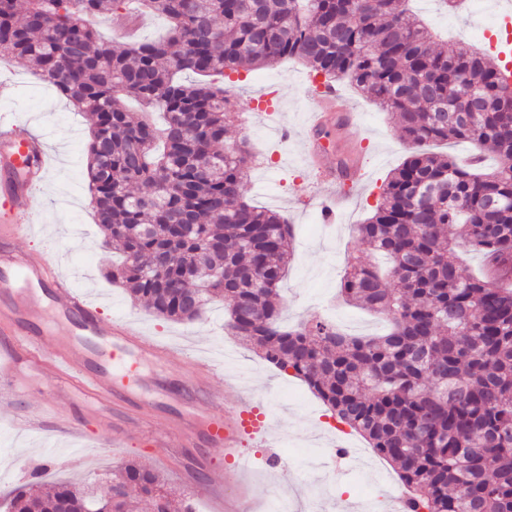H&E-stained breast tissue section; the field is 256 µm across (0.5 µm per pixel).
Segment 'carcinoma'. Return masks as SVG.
<instances>
[{"label":"carcinoma","instance_id":"carcinoma-1","mask_svg":"<svg viewBox=\"0 0 512 512\" xmlns=\"http://www.w3.org/2000/svg\"><path fill=\"white\" fill-rule=\"evenodd\" d=\"M125 0H0V52L93 123L87 177L109 277L156 317L225 327L292 371L340 423L397 468L408 512H512V87L472 47L445 48L405 0H137L168 22L157 40L105 41L87 18L142 13ZM297 60L346 79L391 113L409 154L357 225L368 252L340 284L388 333L326 321L286 327L278 292L293 230L252 205L246 144L224 145L229 90L208 80ZM458 86L454 100L447 89ZM478 94L484 111H468ZM489 147L467 166L431 142ZM486 259L472 276L448 253ZM157 472L130 462L91 512H193ZM84 487L18 489L9 512H85Z\"/></svg>","mask_w":512,"mask_h":512}]
</instances>
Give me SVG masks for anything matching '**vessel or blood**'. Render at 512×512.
I'll return each instance as SVG.
<instances>
[{
  "label": "vessel or blood",
  "mask_w": 512,
  "mask_h": 512,
  "mask_svg": "<svg viewBox=\"0 0 512 512\" xmlns=\"http://www.w3.org/2000/svg\"><path fill=\"white\" fill-rule=\"evenodd\" d=\"M51 158L43 137L25 126L0 120V349L9 356V372H27L46 386L47 401L97 406L113 416L149 418L154 402L131 388L130 375L120 374L123 361L142 357L176 365L180 349L162 344L130 321L102 323L74 282L47 259L19 248L17 239L29 231L28 217L36 187L48 181ZM68 326V340L57 344L59 323ZM204 376L186 395L194 412L179 415L173 433L155 441L159 448L206 445L224 451L233 465L223 479L209 486L213 495H225L246 465L241 448L251 436L273 445L274 438L255 407L238 399L235 417L213 412L220 395L212 389L210 363Z\"/></svg>",
  "instance_id": "b4317fda"
}]
</instances>
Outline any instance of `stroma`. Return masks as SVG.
I'll use <instances>...</instances> for the list:
<instances>
[{"label": "stroma", "instance_id": "1", "mask_svg": "<svg viewBox=\"0 0 512 512\" xmlns=\"http://www.w3.org/2000/svg\"><path fill=\"white\" fill-rule=\"evenodd\" d=\"M435 33L451 43L483 47L492 33V13L472 8L456 15L439 0H414ZM311 72L295 61L261 66L233 74L231 102L240 115L230 129L234 141L246 142L253 154V168L245 184V196L253 205L279 212L294 228L293 255L280 285L283 322L295 325L325 319L364 335L386 332L385 321L369 316L337 299L340 281L352 258L362 247L356 228L375 208L386 176L408 154L395 120L381 111L348 81H340L342 95L350 101L357 122L330 127L321 141L339 157L354 156L361 168L360 181L344 192L347 207L337 222L322 217L323 190L307 170V143L303 127L313 105ZM30 122L50 140L54 172L38 194L32 234L20 240V248L52 260L59 271L73 279L98 309L102 320L124 317L158 340L184 349L188 355L178 371L165 372L164 385L146 391L159 402V417L138 422H113L111 417L65 403L47 405L40 383L14 394L15 380L0 379V497L31 482L41 472L42 488L69 480L84 486L105 487L125 463L134 461L161 472L178 498L192 502L195 512H226L224 500L202 492L194 468L203 464L208 478L229 468L223 454L203 448H181L174 457H163L155 448L156 435L166 432L170 415L184 408L185 387L195 378L194 360L215 364L217 388L225 392L220 411L233 412L237 393L251 396L255 407L270 419L277 446L265 448L259 440H247L245 456L272 455L275 466L249 465L234 493L233 512H270L271 489H278L294 506L308 512L318 499L319 512H336L338 505L359 501L370 512H381L387 483L397 482L392 465L369 453V463L347 470L335 457L333 439L337 422L328 408L304 382L292 373L265 362L224 328V309L213 304L203 319L170 322L146 312L125 288L106 278L112 252L103 244L89 202L86 177V144L91 121L75 110L50 85L39 82L27 68L0 55V116ZM240 382L226 386V377ZM50 412L80 420L83 436L45 439L21 426L24 409Z\"/></svg>", "mask_w": 512, "mask_h": 512}]
</instances>
